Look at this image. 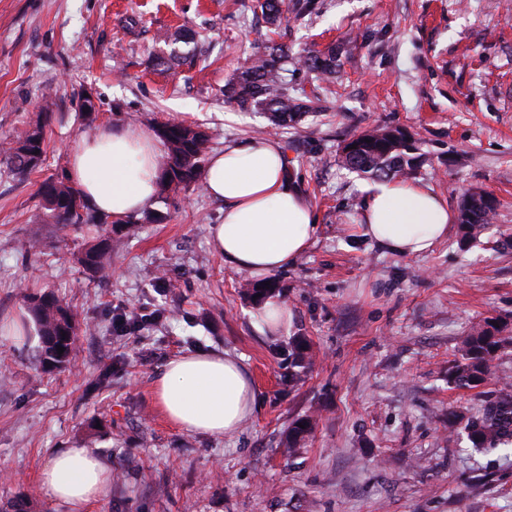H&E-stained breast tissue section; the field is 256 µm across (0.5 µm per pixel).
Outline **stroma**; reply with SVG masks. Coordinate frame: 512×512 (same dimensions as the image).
<instances>
[{"label": "stroma", "mask_w": 512, "mask_h": 512, "mask_svg": "<svg viewBox=\"0 0 512 512\" xmlns=\"http://www.w3.org/2000/svg\"><path fill=\"white\" fill-rule=\"evenodd\" d=\"M255 0H0V138L42 112L43 165L21 182L0 179V323L26 318L24 297L51 291L82 332L75 367L43 372L39 337L0 334V508L56 512L39 474L62 448H96L117 475L89 512H512V454L467 451L448 432V412L472 411L480 393L452 387L448 369L472 324L512 328V0H315L289 10L280 40L300 57L335 48V73L290 78L316 111L296 127L225 106L224 83L250 66L269 30ZM200 35L195 67L152 69L159 32ZM93 93L98 124L152 130L188 121L213 149L274 139L316 209L308 250L278 271L291 326L256 327L245 284L208 227L222 206L202 187L156 199L160 219L112 246L107 280L75 264L99 236L92 224L44 223L36 191L65 173L88 133L78 104ZM398 127L449 209L473 192L496 204L480 245L462 247L458 227L429 253L394 255L361 238L368 175L338 160L343 142L375 126ZM43 242L33 260L30 238ZM180 286L166 297L157 281ZM152 319L140 332L118 316ZM315 352L305 381L288 384L290 343ZM222 350L241 359L257 402L237 432L177 430L154 383L182 353ZM112 374L97 383L101 366ZM316 419L304 446L288 451L289 422Z\"/></svg>", "instance_id": "35a3bbf8"}]
</instances>
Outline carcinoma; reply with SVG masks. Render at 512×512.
<instances>
[{
  "mask_svg": "<svg viewBox=\"0 0 512 512\" xmlns=\"http://www.w3.org/2000/svg\"><path fill=\"white\" fill-rule=\"evenodd\" d=\"M285 0H257L271 28L279 26ZM293 57L288 47L270 41L255 54L250 66L224 84V104L244 111H261L277 128L293 125L312 111L294 90L288 87L285 73ZM309 71L332 74L336 71V49L316 52L300 60ZM53 114L43 112L37 121L0 142V176L24 177L43 162L46 128ZM154 132L163 145L157 160L160 171V194H178L202 181L206 158L211 150V136L197 125L182 121L159 122ZM406 134L388 126H375L345 141L340 147L342 165L375 177L406 181L418 170L417 158ZM43 220L66 227L71 224H97L101 234L96 244L77 258V263L93 276L105 274L112 259V234L139 223L136 217L116 222L92 209L65 175L42 183L38 190ZM495 209L494 200L475 192L460 204L458 223L461 241L479 237L489 225ZM28 312L39 329L40 363L46 370L65 368L78 357L77 337L80 324L69 307L51 292L27 296ZM512 345L507 328L486 320L471 326L461 342V358L448 369V383L459 389L486 386L492 379L490 362L501 348ZM64 348L58 353V348ZM293 362L297 367L288 373V384L302 381L313 364V350L306 339L293 341ZM482 405L473 413H448V427L465 433L471 448L493 452L512 447V385L503 384L482 392ZM310 416L293 419L288 425V447L294 448L315 429Z\"/></svg>",
  "mask_w": 512,
  "mask_h": 512,
  "instance_id": "1",
  "label": "carcinoma"
}]
</instances>
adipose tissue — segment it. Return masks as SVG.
Returning a JSON list of instances; mask_svg holds the SVG:
<instances>
[{"label":"adipose tissue","mask_w":512,"mask_h":512,"mask_svg":"<svg viewBox=\"0 0 512 512\" xmlns=\"http://www.w3.org/2000/svg\"><path fill=\"white\" fill-rule=\"evenodd\" d=\"M157 154L150 132L105 124L82 136L67 175L98 212L126 219L157 197ZM203 187L224 206L221 222L209 227L213 246L237 269L277 272L303 254L317 232L315 209L296 188L274 140L225 146L210 157ZM452 222L445 201L418 182H375L359 215L364 239L403 257L429 252ZM155 390L172 424L212 435L237 431L257 401L242 363L216 350L170 358ZM111 478L109 462L94 449L64 448L42 469L40 484L58 512H88L106 499Z\"/></svg>","instance_id":"obj_1"}]
</instances>
